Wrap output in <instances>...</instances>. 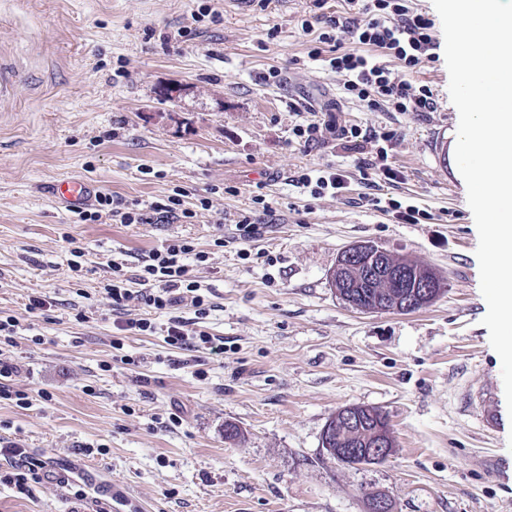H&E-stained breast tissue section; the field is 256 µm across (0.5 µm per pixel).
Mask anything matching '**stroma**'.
I'll list each match as a JSON object with an SVG mask.
<instances>
[{
  "instance_id": "1",
  "label": "stroma",
  "mask_w": 512,
  "mask_h": 512,
  "mask_svg": "<svg viewBox=\"0 0 512 512\" xmlns=\"http://www.w3.org/2000/svg\"><path fill=\"white\" fill-rule=\"evenodd\" d=\"M201 3L0 0V66L16 85L0 98V316L19 323L11 387L29 395L25 406L0 399V446L47 457L52 472L26 496L0 483V512H366L371 493L394 512H512V415L482 324L477 228L456 163L437 150L459 124L445 60L412 75L437 90V111L393 119L346 99L341 78L309 57L312 0L245 12L215 0L220 22L196 24ZM191 23V43H163ZM273 68L276 84L264 80ZM174 83L181 97L161 101ZM308 112L394 122L401 179L381 192L432 222L358 206L347 153L289 146ZM328 164L346 194L315 199L289 182ZM70 178L144 205L181 187L212 210L195 224H78L53 194ZM260 182L275 222L243 260L213 239L241 215L261 218ZM65 233L85 250L81 271ZM177 237L210 254L192 273L215 305L202 328L224 353L201 368L161 336L122 335L101 292L108 260L131 275ZM366 241L435 269L437 299L406 314L345 303L332 272ZM33 296L50 310L29 311ZM116 339L129 363L113 361ZM348 405L387 416L386 461L328 458L323 429ZM229 424L240 439H225Z\"/></svg>"
}]
</instances>
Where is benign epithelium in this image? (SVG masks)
I'll return each mask as SVG.
<instances>
[{"instance_id": "7a95c632", "label": "benign epithelium", "mask_w": 512, "mask_h": 512, "mask_svg": "<svg viewBox=\"0 0 512 512\" xmlns=\"http://www.w3.org/2000/svg\"><path fill=\"white\" fill-rule=\"evenodd\" d=\"M390 253L385 249L371 243L362 242L348 247L339 256L334 274L340 276L346 274L354 266L364 269L368 277L382 276L385 278L384 289L389 286L401 287V278L410 276L409 291L400 294L392 303H383L378 306L380 311H409L416 309L433 298L435 292L432 288L433 276L423 268L411 270L392 271L387 267ZM362 414L358 412L357 406L349 405L338 410L335 414V422L327 423L322 434V443H332L334 430L341 429L350 434L362 431ZM393 451L391 433L389 427L382 421L377 420L368 432L363 447L355 449V453L373 462L389 458Z\"/></svg>"}]
</instances>
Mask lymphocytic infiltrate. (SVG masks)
<instances>
[{
	"mask_svg": "<svg viewBox=\"0 0 512 512\" xmlns=\"http://www.w3.org/2000/svg\"><path fill=\"white\" fill-rule=\"evenodd\" d=\"M351 8L345 12L326 11L327 0H313L314 14L303 21V31L318 28L316 44L310 57L324 58L330 69L343 80L347 97L359 102L371 112H433L438 103L433 89L426 84L409 80L426 63L432 62L437 48L434 22L428 15L413 10L408 0H349ZM398 59L403 74H396L384 62L385 57ZM292 142L300 148L311 149L334 139L338 147L354 154L356 167L367 191L359 203L381 209L399 224H423L429 220L427 211L394 198L372 195L377 182L394 184L400 177L390 162V150L397 139L395 129L388 125L363 127L357 124H338L335 117L311 113L292 128ZM296 187L308 190L313 198L339 196L347 189L345 175L333 166L318 170L304 169L292 177ZM186 190L173 189L165 198L147 206L128 202L120 196L99 193L94 208L78 211L77 221L95 224L110 220L115 224H193L210 211L207 198H199L194 205H186ZM209 256L197 250L188 238L171 239L141 257L135 278L119 273L116 261H108L112 278L107 279L104 291L113 310H122L125 303L138 300L149 309L167 314L163 323L149 318H128L117 322L120 331L136 335L162 336L166 345L188 351H206L212 356L222 355L223 343L207 332L193 328L190 321L175 315L178 305L192 308L196 319L208 317L214 304L202 293L201 284L194 279L191 264H204ZM19 324L14 317L0 318V398L27 404L29 396L13 391L10 382L17 373L8 352L13 345ZM11 459V470L5 476L17 493L30 494L32 484L48 477L45 460L34 457L27 449L13 445L6 450Z\"/></svg>",
	"mask_w": 512,
	"mask_h": 512,
	"instance_id": "obj_1",
	"label": "lymphocytic infiltrate"
}]
</instances>
